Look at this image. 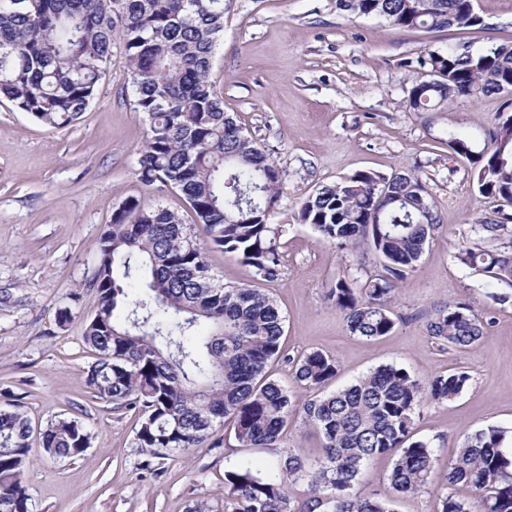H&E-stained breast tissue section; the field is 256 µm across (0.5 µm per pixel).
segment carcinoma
Returning a JSON list of instances; mask_svg holds the SVG:
<instances>
[{"label": "carcinoma", "mask_w": 512, "mask_h": 512, "mask_svg": "<svg viewBox=\"0 0 512 512\" xmlns=\"http://www.w3.org/2000/svg\"><path fill=\"white\" fill-rule=\"evenodd\" d=\"M353 16H377L415 30L471 28L483 20L473 0H336ZM224 33V0H0V93L45 126L74 120L95 98L113 49L130 66L135 110L148 122L135 174L148 186L179 190L202 230L162 206L126 200L97 244L91 287L96 309L84 339L97 354L93 393L113 409L138 413V447L152 458L202 448L232 424L242 448H278L289 418L322 439L317 460L282 451L273 472L247 464L224 472V512H395L396 499L434 493L438 512H512L507 430L490 426L460 445L442 481L429 440L412 439L416 411L456 399L468 387L462 369L425 382L385 365L305 400L266 376L281 356L284 317L256 285L282 275L283 224L270 222L281 171L245 133L216 90L212 57ZM408 106L441 108L459 97L512 91V41L485 52L448 49L417 59ZM489 151L451 130L440 144L466 158L478 192L512 203V115L488 132ZM297 220L326 242L379 261L378 274L338 278L331 289L347 330L366 339L393 331L397 287L441 229L436 205L416 173L359 171L306 197ZM234 255L249 280L216 282L208 262ZM455 258L473 273L512 285V252L462 247ZM426 328L442 347L477 344L486 323L466 300L436 310ZM295 383L321 389L337 361L319 351L290 358ZM32 427L18 409L0 411V512H29L21 477ZM54 459L75 458L91 435L72 418L39 433ZM391 457L389 494L359 488L363 467ZM306 482L297 500L290 486Z\"/></svg>", "instance_id": "cac0c4a2"}]
</instances>
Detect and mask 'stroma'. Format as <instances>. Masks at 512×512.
<instances>
[{
	"instance_id": "obj_1",
	"label": "stroma",
	"mask_w": 512,
	"mask_h": 512,
	"mask_svg": "<svg viewBox=\"0 0 512 512\" xmlns=\"http://www.w3.org/2000/svg\"><path fill=\"white\" fill-rule=\"evenodd\" d=\"M478 29L426 32L376 16H349L336 0H224V34L213 57L225 111L283 172L272 221L284 224L283 272L266 284L285 318L282 360L268 371L293 387L290 358L320 351L335 358L331 388L394 364L425 380L461 368L468 388L454 401L422 408L418 437L431 440L445 467L465 438L512 428V286L491 283L456 258L479 228L512 214V204L482 196L470 162L442 146L449 130L476 149L512 95L462 97L428 112L407 105L416 60L451 47L485 51L512 40V0H474ZM129 65L113 54L108 77L85 112L49 128L0 99V408L19 405L33 428L73 417L90 448L57 461L33 445L22 475L31 512H188L206 502L224 512V473L240 462L274 469L271 448L220 447L149 459L135 440V413L117 411L86 385L96 359L84 328L96 307L90 283L95 245L127 199L160 205L192 223L170 189L135 175L147 121L136 112ZM359 170L417 173L442 229L400 283L394 330L373 341L350 334L330 295L339 275L364 278L355 255L298 223L303 199ZM465 299L489 323L466 349H443L426 322L435 308Z\"/></svg>"
}]
</instances>
